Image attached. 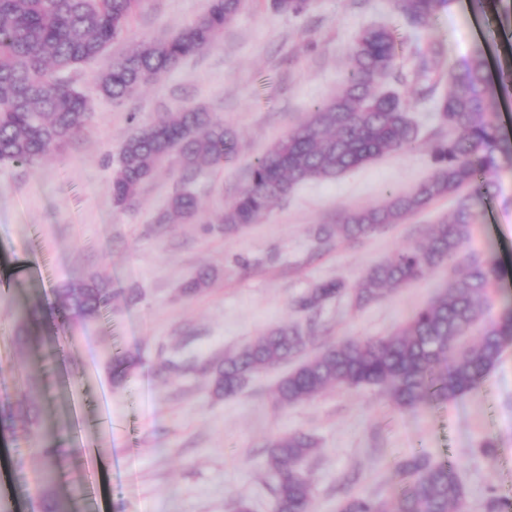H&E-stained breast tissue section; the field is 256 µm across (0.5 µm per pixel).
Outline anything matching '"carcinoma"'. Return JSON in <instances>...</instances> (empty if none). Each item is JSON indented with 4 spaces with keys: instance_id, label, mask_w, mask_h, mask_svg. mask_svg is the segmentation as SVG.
Returning <instances> with one entry per match:
<instances>
[{
    "instance_id": "obj_1",
    "label": "carcinoma",
    "mask_w": 512,
    "mask_h": 512,
    "mask_svg": "<svg viewBox=\"0 0 512 512\" xmlns=\"http://www.w3.org/2000/svg\"><path fill=\"white\" fill-rule=\"evenodd\" d=\"M142 0H0V163L30 166L61 152L92 117L90 99L67 74L102 55L126 30ZM451 0H393L405 24L428 26ZM282 13H306L312 0H272ZM243 6V0H209L195 22L164 41L141 40L98 78L101 94L122 101L208 48ZM400 42L388 28H369L352 47V66L335 97L309 109L307 120L290 130L252 164L248 182L224 210L226 229L244 227L300 183L335 179L369 162L404 152L418 141V127L401 96L381 90L400 81ZM440 46L413 54L412 94L435 96ZM448 93L436 111L448 137L433 149L434 169L404 194L382 204L350 211L317 235L357 241L425 210L443 197L455 198L448 218L433 225L426 241L371 267L351 288L339 280L320 282L297 301L316 312L342 294L361 308L421 280L443 265L452 276L434 300L417 309L390 335L339 342L305 358L281 377L274 399L281 407L310 401L329 388H381L393 410L413 411L433 402L457 401L472 392L500 360L504 337L512 335V313L503 323L482 321L497 269L466 251L478 218L474 196L491 183L501 162L512 165V141L505 138L490 102L512 91V69L491 81L481 54L448 68ZM236 131L198 107L166 112L128 135L111 186L117 209L131 205L142 184L172 157L195 174L216 169L235 154ZM199 211L196 197L175 192L166 212L185 219ZM115 294L99 273L58 290L56 307L69 320L94 318L112 307ZM298 323L278 326L254 343L228 353L217 370V389L236 394L252 377L275 368L306 346ZM38 410L0 396V422L25 437L37 427ZM316 450L305 433L286 434L269 444L266 464L275 477L272 512H309L313 487L303 463ZM402 483L396 500L362 494L347 497L338 512H460L465 489L455 467L417 451L395 464ZM40 512H68V503L48 485L38 492Z\"/></svg>"
}]
</instances>
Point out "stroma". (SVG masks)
<instances>
[{"mask_svg":"<svg viewBox=\"0 0 512 512\" xmlns=\"http://www.w3.org/2000/svg\"><path fill=\"white\" fill-rule=\"evenodd\" d=\"M208 0H144L125 34L71 81L90 98L93 116L62 155L33 165H0V392L35 404L37 437L66 451L56 492L76 512H272L274 480L267 446L293 432L313 435L303 468L313 483L311 512H337L348 495L395 497L394 456L418 450L455 466L467 489L463 512H486L488 496L512 503V338L500 361L463 399L397 413L372 388L331 389L276 408L274 386L288 365L250 379L235 395L214 391L225 354L270 329L300 320L296 301L314 284H352L398 250L424 241L448 216L450 199L401 224L349 243L319 241L316 229L349 211L409 191L433 169L441 132L433 101H410L417 148L395 153L334 180H311L255 223L225 233L219 218L247 182L251 164L302 123L312 103L342 89L350 53L367 27L395 31L404 50L440 43L448 63L483 51L490 78L512 54V0H453L428 29L406 27L391 0H313L308 12L276 11L272 0H244L213 45L185 58L121 102L99 93L96 77L135 43L163 40L195 20ZM185 106L214 112L237 132L223 168L183 181L164 163L127 209L112 205L111 180L135 125ZM192 192L198 217L158 223L170 196ZM469 250L494 261L500 278L488 319L512 309V167L502 166L472 226ZM212 278L186 287L201 270ZM104 273L119 295L111 311L63 321L56 292ZM447 269L350 310L346 297L318 313L304 349L388 336L445 287ZM32 317L27 340L10 327L19 306ZM134 358L115 381L116 356ZM30 385L16 391L15 375ZM493 443L483 451V440ZM0 429V478L16 512H34L41 457Z\"/></svg>","mask_w":512,"mask_h":512,"instance_id":"35a3bbf8","label":"stroma"}]
</instances>
